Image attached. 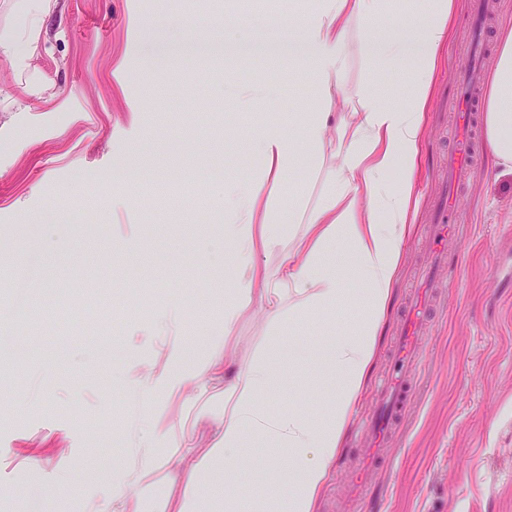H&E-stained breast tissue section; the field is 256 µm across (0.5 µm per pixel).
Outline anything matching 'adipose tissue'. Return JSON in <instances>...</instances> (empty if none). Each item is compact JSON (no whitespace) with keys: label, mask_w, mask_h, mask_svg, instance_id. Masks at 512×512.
<instances>
[{"label":"adipose tissue","mask_w":512,"mask_h":512,"mask_svg":"<svg viewBox=\"0 0 512 512\" xmlns=\"http://www.w3.org/2000/svg\"><path fill=\"white\" fill-rule=\"evenodd\" d=\"M390 3L315 0L303 24L289 18L282 22L297 32L316 87V105L302 120L299 137L273 126L260 130L258 174L245 184L224 186L220 209L229 217L224 250L232 257L229 269L236 285L235 299L224 306L225 337L209 341L178 378L157 379L172 390L194 385L203 396L212 374L224 371V416L211 447L191 448L182 442L155 458V465L166 471L168 490L154 512H313L326 485L372 368L403 260L415 200L416 157L453 8V0H418L411 23L356 38L358 22L381 19ZM352 49L381 63L412 57L417 76L409 103L383 101L370 82L344 89ZM338 99L343 107L337 111L333 103ZM484 130L492 159L512 166V26L499 35ZM310 155L330 159L335 191L313 208L293 200L287 211L274 212L272 190ZM393 173L399 189L390 194L383 185ZM339 243L354 256L352 271L324 263L326 251ZM275 251L281 254L277 268L258 263V256ZM354 280L363 285L361 314L354 329L332 345L338 388L324 420L316 424L294 410H267L265 395L280 385L283 358L278 347L236 372L226 343L254 294L264 298L267 320L278 325L350 304ZM254 439L286 451L270 472L273 491L268 495L253 494L239 481L243 466L263 465L249 453ZM202 471L212 475L203 492L197 486Z\"/></svg>","instance_id":"1"}]
</instances>
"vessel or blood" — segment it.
I'll list each match as a JSON object with an SVG mask.
<instances>
[{
	"label": "vessel or blood",
	"instance_id": "b4317fda",
	"mask_svg": "<svg viewBox=\"0 0 512 512\" xmlns=\"http://www.w3.org/2000/svg\"><path fill=\"white\" fill-rule=\"evenodd\" d=\"M488 49L484 38H476L471 51V65L459 78L458 94L462 101V110L458 117V125L462 143L459 149L448 154V192L452 195L468 181L475 165L478 150L479 91L484 78L482 62ZM453 229V215L448 204L438 203L433 213L430 237L436 264L442 265L446 262L442 243L451 235ZM424 323L422 303H411L404 314L399 331L394 369L381 384L378 409L361 424L370 447L360 460L357 479L353 485L354 491L362 490L366 476L373 471L375 463L384 458L385 448L412 397L418 358L416 336Z\"/></svg>",
	"mask_w": 512,
	"mask_h": 512
}]
</instances>
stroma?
<instances>
[{"instance_id":"35a3bbf8","label":"stroma","mask_w":512,"mask_h":512,"mask_svg":"<svg viewBox=\"0 0 512 512\" xmlns=\"http://www.w3.org/2000/svg\"><path fill=\"white\" fill-rule=\"evenodd\" d=\"M310 0H238L239 24L211 0H52L33 18L23 0H0V512H102L113 486L154 512L167 491L152 460L169 434L209 447L210 421H195L194 390L170 396L154 384L183 373L224 332L235 291L226 273L224 216L211 201L227 179L259 166L254 135L310 112L308 69L264 54L200 47L265 36L275 21L305 17ZM471 0H454L421 146L418 204L392 309L355 418L371 411L391 366L403 312L429 265L433 206L454 145L455 79L473 39ZM412 61L374 65L350 55L346 87L374 81L407 102ZM128 168L116 177L118 168ZM104 182L89 181V174ZM195 194L170 210L172 184ZM329 166L290 175L272 192L314 207L333 193ZM458 231L431 287L418 393L390 443L391 466L367 478L385 512H512V172L480 157L457 193ZM319 312L281 326L298 339L274 409L320 421L336 396L329 353L359 317ZM271 329L253 299L231 342L245 367ZM348 429L314 512H366L349 497L365 453ZM99 475L87 477L90 468Z\"/></svg>"}]
</instances>
